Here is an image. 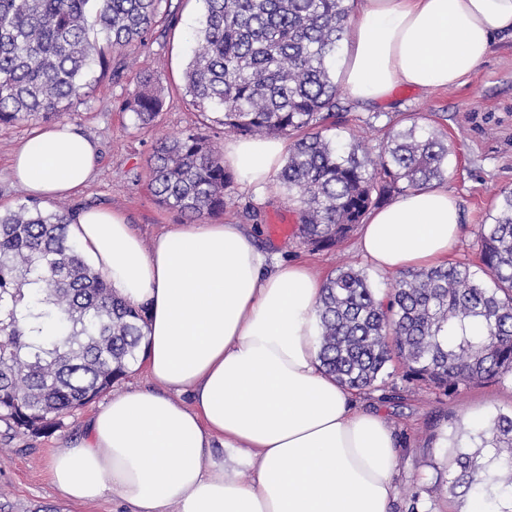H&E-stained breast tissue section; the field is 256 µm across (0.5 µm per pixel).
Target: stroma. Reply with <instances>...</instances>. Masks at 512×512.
Listing matches in <instances>:
<instances>
[{"instance_id": "stroma-1", "label": "stroma", "mask_w": 512, "mask_h": 512, "mask_svg": "<svg viewBox=\"0 0 512 512\" xmlns=\"http://www.w3.org/2000/svg\"><path fill=\"white\" fill-rule=\"evenodd\" d=\"M175 26L156 25L144 44L131 47L135 71L159 79L163 107L155 121L139 126L122 102L138 89L135 71L124 70V55L113 54L111 72L99 75L89 97L74 102L66 117L97 146L96 175L71 197L82 208L106 206L124 214L145 243H152L171 225L183 223L180 214L160 205L148 189V161L166 137L192 128L217 145L231 134L192 107L183 91V72L192 56V35L198 29L200 0H171ZM341 110L325 136L342 141L357 135L371 150L386 143L390 129L411 124L428 126L448 142V170L442 180L458 201L463 233L448 260L477 259L478 234L501 191L512 190V34L497 36L490 54L465 79L448 89L422 91L396 87L381 103H362L340 92ZM37 118L0 125V210L13 207L23 195L8 166L17 145L42 127ZM223 221L246 225L258 247L279 261L304 263L321 277L351 265L363 269L374 288L388 291L395 275L379 272L358 249L359 230H352L335 247L315 250L304 244L296 229L297 213L278 182L256 192L240 174H233ZM405 369L386 368L388 382L399 397L383 391L361 393L369 409L383 415L398 443L394 512H456L446 491L448 447L443 438L452 421L479 424L497 410L512 409V382H487L468 387L455 397L408 385ZM88 403L43 432L10 428L0 422V512H125L120 501L107 498L78 506L63 499L51 484L48 463L58 450L85 435V422L95 410Z\"/></svg>"}]
</instances>
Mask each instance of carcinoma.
<instances>
[{"instance_id": "obj_1", "label": "carcinoma", "mask_w": 512, "mask_h": 512, "mask_svg": "<svg viewBox=\"0 0 512 512\" xmlns=\"http://www.w3.org/2000/svg\"><path fill=\"white\" fill-rule=\"evenodd\" d=\"M169 0H0V124L61 119L110 68L112 53L145 41ZM350 0H202L204 12L184 72L185 93L224 130L294 138L279 183L297 206L301 238L329 248L369 211L444 177L448 144L416 124L393 130L374 155L355 136L320 127L340 109L336 63ZM95 12L105 43L90 39ZM125 103L142 125L163 99L138 76ZM157 201L190 218L224 213L232 182L224 157L193 130L159 143L149 160ZM77 208L45 209L28 196L0 214V421L50 429L126 375L141 351L146 307L112 291L68 235ZM479 264L408 269L379 297L350 265L328 277L317 308L319 361L351 390L385 388L397 360L405 380L452 396L512 377V191L480 227ZM458 509L480 498L512 512V412L485 426L458 423L446 436Z\"/></svg>"}]
</instances>
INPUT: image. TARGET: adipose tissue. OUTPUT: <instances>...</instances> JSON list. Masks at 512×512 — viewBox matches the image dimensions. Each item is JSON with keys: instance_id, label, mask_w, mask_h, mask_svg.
I'll return each mask as SVG.
<instances>
[{"instance_id": "1", "label": "adipose tissue", "mask_w": 512, "mask_h": 512, "mask_svg": "<svg viewBox=\"0 0 512 512\" xmlns=\"http://www.w3.org/2000/svg\"><path fill=\"white\" fill-rule=\"evenodd\" d=\"M510 30L512 0H360L340 78L365 103L402 85L453 87ZM288 150L279 137L231 139L224 163L259 191ZM96 169L95 143L69 123L35 130L10 161L43 202L76 195ZM461 232L456 200L432 184L373 210L358 247L395 273L447 260ZM68 234L116 294L147 304L139 362L154 384L112 394L53 458L64 499L112 496L127 512H391L394 434L320 367L312 269L269 264L240 224H177L147 247L122 214L97 208ZM242 464L250 479L236 476Z\"/></svg>"}]
</instances>
